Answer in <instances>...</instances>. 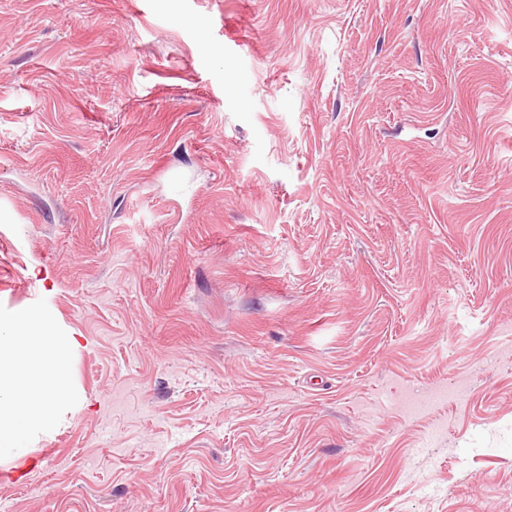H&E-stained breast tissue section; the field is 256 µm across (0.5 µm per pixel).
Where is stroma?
<instances>
[{
	"label": "stroma",
	"instance_id": "1",
	"mask_svg": "<svg viewBox=\"0 0 512 512\" xmlns=\"http://www.w3.org/2000/svg\"><path fill=\"white\" fill-rule=\"evenodd\" d=\"M23 313L0 512H512V0H0ZM75 337L57 336L47 321L29 314L0 328V459L23 461L34 450L25 448L35 427L54 419L59 399L68 394L65 372Z\"/></svg>",
	"mask_w": 512,
	"mask_h": 512
}]
</instances>
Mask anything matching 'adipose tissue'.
<instances>
[{
	"instance_id": "ef3b65f1",
	"label": "adipose tissue",
	"mask_w": 512,
	"mask_h": 512,
	"mask_svg": "<svg viewBox=\"0 0 512 512\" xmlns=\"http://www.w3.org/2000/svg\"><path fill=\"white\" fill-rule=\"evenodd\" d=\"M75 337L57 336L53 326L29 314L0 329V459L23 461L33 428L48 426L68 393L65 372Z\"/></svg>"
}]
</instances>
